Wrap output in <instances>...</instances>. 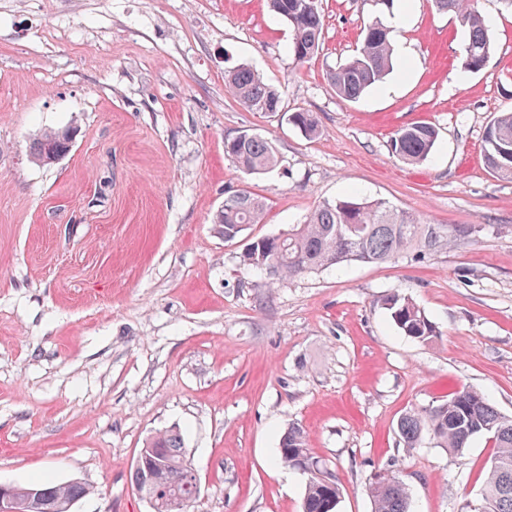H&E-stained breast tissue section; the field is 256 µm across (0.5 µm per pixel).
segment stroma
I'll return each instance as SVG.
<instances>
[{
    "mask_svg": "<svg viewBox=\"0 0 512 512\" xmlns=\"http://www.w3.org/2000/svg\"><path fill=\"white\" fill-rule=\"evenodd\" d=\"M493 52L462 69L467 37L431 0H394L408 58L356 100L328 74L382 11L320 0L324 30L306 64L267 0H0V482L79 481L75 512H152L134 490L149 437L175 428L201 493L191 512H301L306 477L276 463L288 426L332 473L337 512H371L366 485L392 468L412 512L479 502L485 439L463 457L402 448L399 416L462 386L512 415V181L486 166L487 122L512 112V10L476 0ZM247 64L281 92L254 112L226 92ZM317 116L308 138L288 121ZM426 121L437 147L408 164L393 134ZM73 128L49 166L30 146ZM267 139L263 174L224 153ZM261 223L224 241L214 219L239 190ZM360 193L440 232L445 248L306 273L279 286L239 263L254 239ZM410 296L439 330L422 344L384 302Z\"/></svg>",
    "mask_w": 512,
    "mask_h": 512,
    "instance_id": "obj_1",
    "label": "stroma"
}]
</instances>
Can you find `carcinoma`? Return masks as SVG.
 <instances>
[{"label":"carcinoma","mask_w":512,"mask_h":512,"mask_svg":"<svg viewBox=\"0 0 512 512\" xmlns=\"http://www.w3.org/2000/svg\"><path fill=\"white\" fill-rule=\"evenodd\" d=\"M437 11L453 15L468 34L462 68L478 72L491 55L490 26L475 8L474 0H433ZM274 19L288 24L292 39L288 54L302 65L318 51L323 33L319 0H268ZM394 68L392 36L389 27L375 20L364 29L360 47L347 62L329 74L336 92L355 100L380 83ZM225 89L256 112L279 110L280 92L248 66L227 71ZM289 122L305 136L314 138L321 129L311 112H294ZM438 141L436 128L416 122L398 129L391 139L394 152L408 164L426 161ZM484 157L488 169L498 177L512 179V112H501L488 121L484 130ZM68 151L65 130H49L35 139L32 158L41 165L54 163V157ZM224 151L243 170L261 174L274 168L278 159L272 145L254 135L244 141L228 138ZM263 212L262 201L249 191H238L224 200L216 216L218 232L229 242L250 224H257ZM452 236L441 234L429 224L394 208L386 201L354 196L325 201L302 224L279 236L260 237L240 255V265L252 270L266 266L267 284L280 285L300 274L321 269L342 270L352 264H377L397 258L409 248L421 251L448 246ZM390 317L402 333L418 342L437 338L436 325L408 296L390 295L385 302ZM403 446L418 448L426 438L437 447L462 456L471 442L486 438L494 448L485 487L477 505L464 504L468 512H512V416L502 413L481 391L464 387L435 405L405 412L397 421ZM181 434L165 430L151 437L146 451L157 455L153 466L136 467L134 485L144 497L155 501L156 512H189L194 499L189 487L194 468L182 452ZM278 462L299 471L316 463L307 448L304 431L287 428L279 441ZM49 503L59 499L79 501L91 493L80 482L50 483L38 486ZM367 491L371 512H411L410 490L395 472L381 481L370 480ZM340 489L309 474L306 478L302 512H336Z\"/></svg>","instance_id":"obj_1"}]
</instances>
